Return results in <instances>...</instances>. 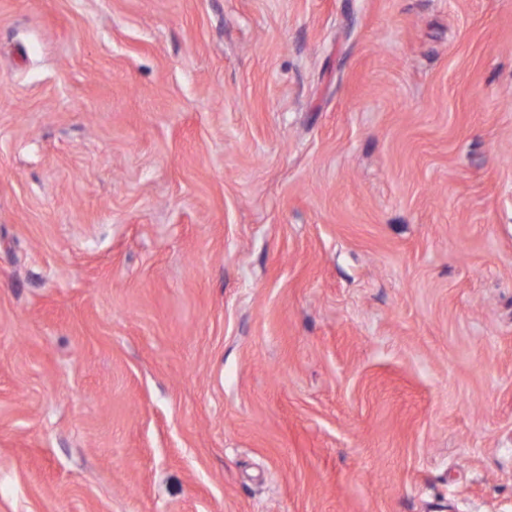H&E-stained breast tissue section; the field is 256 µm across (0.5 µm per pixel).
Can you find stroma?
<instances>
[{
	"label": "stroma",
	"instance_id": "obj_1",
	"mask_svg": "<svg viewBox=\"0 0 512 512\" xmlns=\"http://www.w3.org/2000/svg\"><path fill=\"white\" fill-rule=\"evenodd\" d=\"M0 512H512V0H0Z\"/></svg>",
	"mask_w": 512,
	"mask_h": 512
}]
</instances>
